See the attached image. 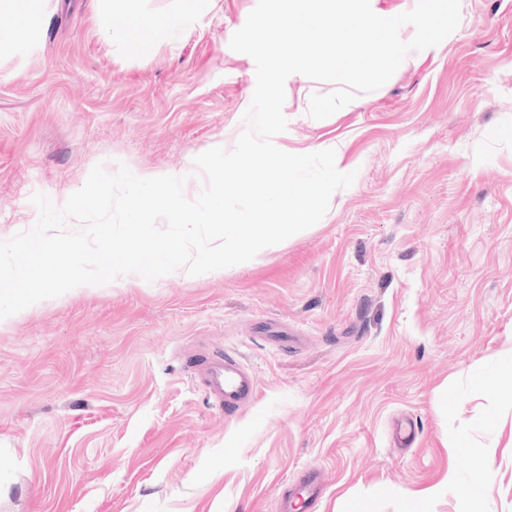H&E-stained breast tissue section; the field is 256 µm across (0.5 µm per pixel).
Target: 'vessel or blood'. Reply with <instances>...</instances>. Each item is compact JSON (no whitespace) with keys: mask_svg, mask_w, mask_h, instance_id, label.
Returning <instances> with one entry per match:
<instances>
[{"mask_svg":"<svg viewBox=\"0 0 512 512\" xmlns=\"http://www.w3.org/2000/svg\"><path fill=\"white\" fill-rule=\"evenodd\" d=\"M203 382L216 407L232 413L256 392L254 375L230 353L215 354L206 361ZM325 491L319 471L309 470L296 490H282L276 497L277 512H311Z\"/></svg>","mask_w":512,"mask_h":512,"instance_id":"vessel-or-blood-1","label":"vessel or blood"}]
</instances>
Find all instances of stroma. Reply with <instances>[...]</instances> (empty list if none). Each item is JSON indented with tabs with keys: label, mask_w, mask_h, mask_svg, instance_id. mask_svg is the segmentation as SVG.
Listing matches in <instances>:
<instances>
[{
	"label": "stroma",
	"mask_w": 512,
	"mask_h": 512,
	"mask_svg": "<svg viewBox=\"0 0 512 512\" xmlns=\"http://www.w3.org/2000/svg\"><path fill=\"white\" fill-rule=\"evenodd\" d=\"M256 3L129 58L101 0H46L40 49L0 56V241L98 164L195 198V158L247 127L255 63L229 42ZM336 88L289 76L272 139L356 174L314 226L224 274H129L0 320V512H274L310 469L316 512H512V410L477 382L512 346V0H461L439 45L312 118ZM212 352L257 380L229 415L198 377Z\"/></svg>",
	"instance_id": "stroma-1"
}]
</instances>
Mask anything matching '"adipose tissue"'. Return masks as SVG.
Instances as JSON below:
<instances>
[{
    "instance_id": "adipose-tissue-1",
    "label": "adipose tissue",
    "mask_w": 512,
    "mask_h": 512,
    "mask_svg": "<svg viewBox=\"0 0 512 512\" xmlns=\"http://www.w3.org/2000/svg\"><path fill=\"white\" fill-rule=\"evenodd\" d=\"M139 0H113L111 11L122 17V25H108L104 37L120 44L123 52L132 57L147 55L161 44L172 43L176 37L191 29L203 0H179L178 6L164 18L143 25L138 21ZM43 0H0V11L15 18L11 28L0 29V55L18 46L38 44V25Z\"/></svg>"
}]
</instances>
